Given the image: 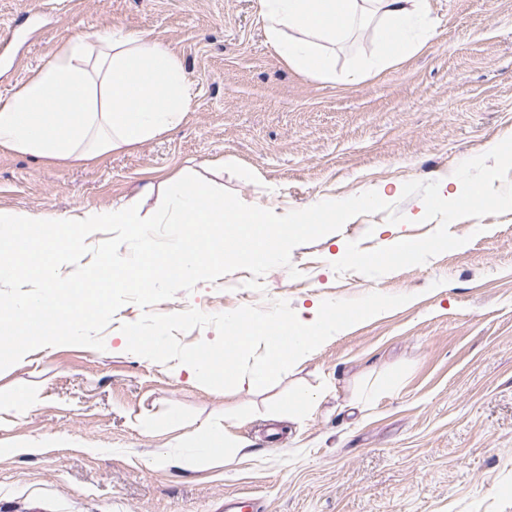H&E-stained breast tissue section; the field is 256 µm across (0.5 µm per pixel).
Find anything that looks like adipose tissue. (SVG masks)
Here are the masks:
<instances>
[{
    "label": "adipose tissue",
    "instance_id": "obj_1",
    "mask_svg": "<svg viewBox=\"0 0 512 512\" xmlns=\"http://www.w3.org/2000/svg\"><path fill=\"white\" fill-rule=\"evenodd\" d=\"M270 45L288 65L353 84L380 74L432 32L427 0H258ZM381 25L378 51L336 72L327 45L345 41L363 22ZM193 87L182 60L161 41L133 31L84 35L60 44L47 66L0 100V147L38 158L84 161L156 138L177 127ZM204 468L234 447L227 427L199 428Z\"/></svg>",
    "mask_w": 512,
    "mask_h": 512
}]
</instances>
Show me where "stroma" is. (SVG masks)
I'll return each mask as SVG.
<instances>
[{"label": "stroma", "instance_id": "35a3bbf8", "mask_svg": "<svg viewBox=\"0 0 512 512\" xmlns=\"http://www.w3.org/2000/svg\"><path fill=\"white\" fill-rule=\"evenodd\" d=\"M0 61V99L46 66L62 42L125 29L161 40L184 62L193 99L181 125L86 163L0 148V209L63 213L139 199L154 214L161 187L188 170L244 204L302 210L380 187L404 215L412 180L451 177L512 136V0H429L431 38L383 74L345 86L290 67L269 45L256 0H53ZM435 222L389 224L360 214L297 246L291 268L247 288L236 270L153 305L158 314L243 306L292 309L372 292L408 303L326 341L276 383L201 385L173 363L122 348L123 305L104 349L62 345L0 371V512H224V499L263 512H512V212L462 218L463 247L378 278L336 273L348 242L390 246ZM379 393L355 404L363 383ZM317 395L304 415L288 399ZM39 401L28 405L30 395ZM234 417L249 455L190 470L173 421ZM35 445L32 454L17 444Z\"/></svg>", "mask_w": 512, "mask_h": 512}]
</instances>
